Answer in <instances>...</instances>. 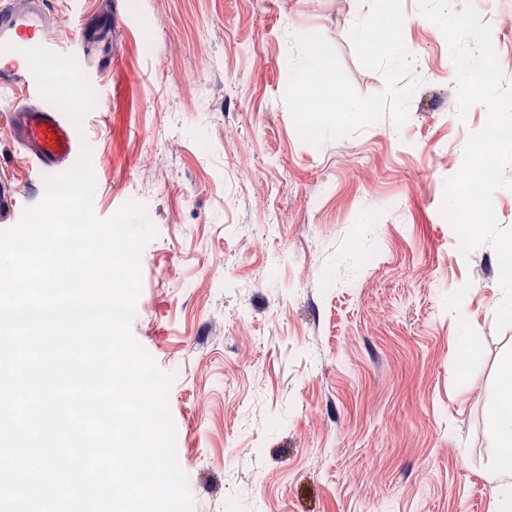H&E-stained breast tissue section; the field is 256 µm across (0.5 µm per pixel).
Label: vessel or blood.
I'll return each instance as SVG.
<instances>
[{
    "label": "vessel or blood",
    "mask_w": 512,
    "mask_h": 512,
    "mask_svg": "<svg viewBox=\"0 0 512 512\" xmlns=\"http://www.w3.org/2000/svg\"><path fill=\"white\" fill-rule=\"evenodd\" d=\"M112 21L100 18L62 43L48 0H0V89H21L25 99L9 115L13 139L23 148L37 179L58 175L80 158L82 130L45 98L47 68L56 65L87 78L94 64L112 59ZM21 191L0 176V223H13Z\"/></svg>",
    "instance_id": "1"
}]
</instances>
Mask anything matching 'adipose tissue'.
Returning a JSON list of instances; mask_svg holds the SVG:
<instances>
[{"label":"adipose tissue","mask_w":512,"mask_h":512,"mask_svg":"<svg viewBox=\"0 0 512 512\" xmlns=\"http://www.w3.org/2000/svg\"><path fill=\"white\" fill-rule=\"evenodd\" d=\"M500 409L490 425L498 449L496 469L501 477L492 501V512H512V365L504 367L498 379Z\"/></svg>","instance_id":"obj_1"}]
</instances>
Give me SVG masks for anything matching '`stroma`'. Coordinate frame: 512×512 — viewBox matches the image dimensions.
Wrapping results in <instances>:
<instances>
[{"mask_svg":"<svg viewBox=\"0 0 512 512\" xmlns=\"http://www.w3.org/2000/svg\"><path fill=\"white\" fill-rule=\"evenodd\" d=\"M472 4L512 85V0ZM61 40L112 17L90 139L95 214L133 203L155 230L132 334L176 372L168 403L195 512H490L489 415L512 361L499 265L441 211L469 132L446 39L402 0L421 84L408 119L302 142L284 100L294 35L319 33L354 89L384 90L349 32L364 0H49ZM0 174L39 202L8 132ZM479 353L467 358L463 332Z\"/></svg>","mask_w":512,"mask_h":512,"instance_id":"1","label":"stroma"}]
</instances>
